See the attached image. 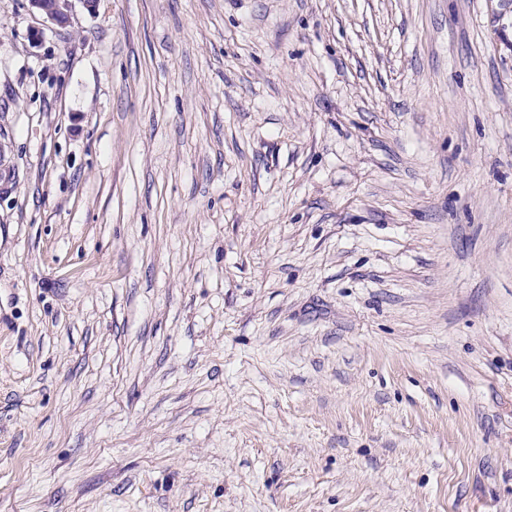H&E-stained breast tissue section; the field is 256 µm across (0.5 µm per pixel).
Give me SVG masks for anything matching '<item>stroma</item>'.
<instances>
[{"label":"stroma","mask_w":512,"mask_h":512,"mask_svg":"<svg viewBox=\"0 0 512 512\" xmlns=\"http://www.w3.org/2000/svg\"><path fill=\"white\" fill-rule=\"evenodd\" d=\"M0 512H512V0H0ZM44 0H29L30 8L42 15L47 21L53 24L64 26L69 22L72 8L71 0H60L53 9L46 8Z\"/></svg>","instance_id":"35a3bbf8"}]
</instances>
